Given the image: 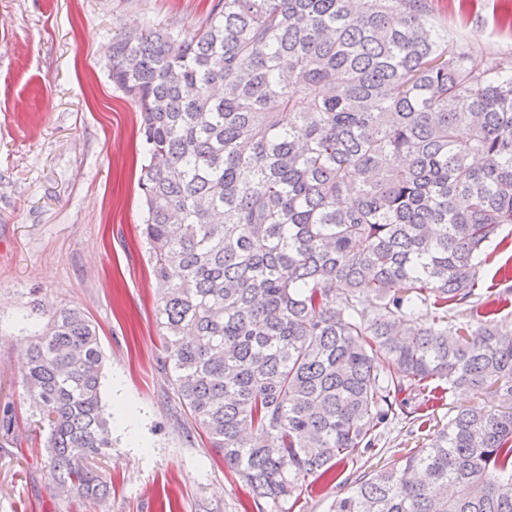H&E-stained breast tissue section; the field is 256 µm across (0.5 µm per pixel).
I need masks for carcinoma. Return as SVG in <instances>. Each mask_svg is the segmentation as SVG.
I'll list each match as a JSON object with an SVG mask.
<instances>
[{"instance_id": "carcinoma-1", "label": "carcinoma", "mask_w": 512, "mask_h": 512, "mask_svg": "<svg viewBox=\"0 0 512 512\" xmlns=\"http://www.w3.org/2000/svg\"><path fill=\"white\" fill-rule=\"evenodd\" d=\"M110 77L140 108L165 363L224 466L277 504L410 395L466 390L496 404L332 512H512V326L472 302L512 246V60L448 40L435 0H216L191 34L112 35ZM101 371L62 308L23 379L61 487L95 499Z\"/></svg>"}]
</instances>
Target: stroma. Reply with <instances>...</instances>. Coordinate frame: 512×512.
<instances>
[{
	"label": "stroma",
	"instance_id": "stroma-1",
	"mask_svg": "<svg viewBox=\"0 0 512 512\" xmlns=\"http://www.w3.org/2000/svg\"><path fill=\"white\" fill-rule=\"evenodd\" d=\"M212 0H0V512H330L356 477L425 447L456 407L447 393L422 421L389 417L372 448L340 463L296 504L253 499L224 466L178 398L156 320L159 297L138 181L146 162L136 103L108 78L113 34L160 25L184 33ZM451 36L475 57H512V0H441ZM498 254L477 294L498 322H512ZM81 310L103 353L101 398L135 411L112 429L103 500L59 485L23 385L26 352L51 313Z\"/></svg>",
	"mask_w": 512,
	"mask_h": 512
}]
</instances>
